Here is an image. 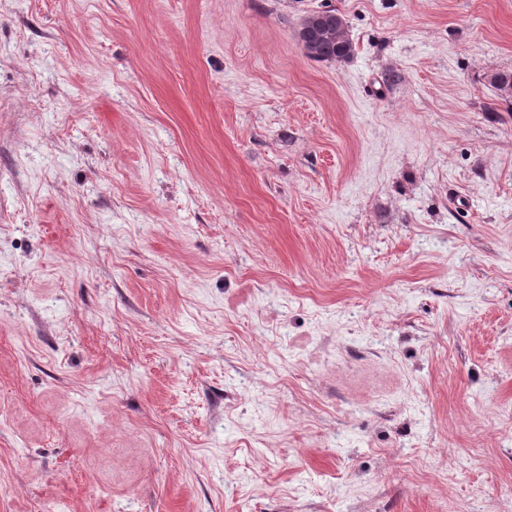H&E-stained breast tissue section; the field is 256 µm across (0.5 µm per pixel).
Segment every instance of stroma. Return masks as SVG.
Wrapping results in <instances>:
<instances>
[{"instance_id":"stroma-1","label":"stroma","mask_w":512,"mask_h":512,"mask_svg":"<svg viewBox=\"0 0 512 512\" xmlns=\"http://www.w3.org/2000/svg\"><path fill=\"white\" fill-rule=\"evenodd\" d=\"M499 69L512 0H0V512H512ZM320 28L310 36H303V54L316 62H341L352 56L353 45L345 31V19H336V10H323Z\"/></svg>"}]
</instances>
